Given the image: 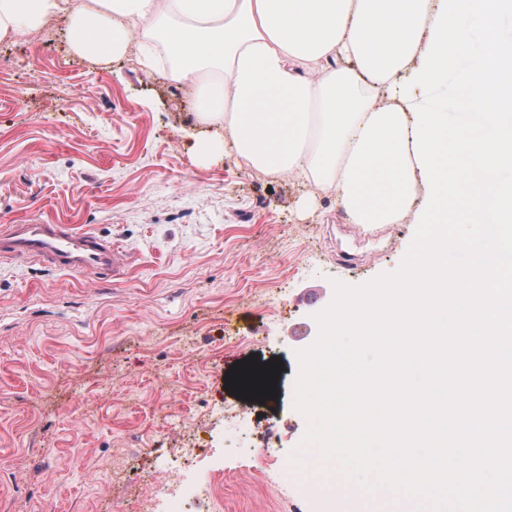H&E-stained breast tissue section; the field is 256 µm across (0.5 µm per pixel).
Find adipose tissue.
<instances>
[{
	"mask_svg": "<svg viewBox=\"0 0 512 512\" xmlns=\"http://www.w3.org/2000/svg\"><path fill=\"white\" fill-rule=\"evenodd\" d=\"M512 0H0V41L63 14L73 51L143 60L190 87L206 133L197 161L231 151L247 168L311 186L300 219L335 195L373 231L416 215L433 223L453 182L438 157L448 127L434 95L469 62L477 106L486 79L512 78L497 21Z\"/></svg>",
	"mask_w": 512,
	"mask_h": 512,
	"instance_id": "1",
	"label": "adipose tissue"
}]
</instances>
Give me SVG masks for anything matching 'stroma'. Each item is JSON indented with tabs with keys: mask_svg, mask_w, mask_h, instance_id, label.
Returning a JSON list of instances; mask_svg holds the SVG:
<instances>
[{
	"mask_svg": "<svg viewBox=\"0 0 512 512\" xmlns=\"http://www.w3.org/2000/svg\"><path fill=\"white\" fill-rule=\"evenodd\" d=\"M138 57H79L60 17L0 42V225L68 224L124 256L78 273L0 255V512H140L176 484L182 512H311L280 463L306 427L296 353L334 281L395 271L415 221L367 233L330 195L300 221L307 186L199 164L188 89ZM253 354L282 360L276 400L228 394Z\"/></svg>",
	"mask_w": 512,
	"mask_h": 512,
	"instance_id": "obj_1",
	"label": "stroma"
}]
</instances>
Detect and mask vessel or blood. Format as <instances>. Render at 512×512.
Listing matches in <instances>:
<instances>
[{
	"mask_svg": "<svg viewBox=\"0 0 512 512\" xmlns=\"http://www.w3.org/2000/svg\"><path fill=\"white\" fill-rule=\"evenodd\" d=\"M36 258L77 271L115 266L111 245L74 231L64 224H4L0 226V255Z\"/></svg>",
	"mask_w": 512,
	"mask_h": 512,
	"instance_id": "1",
	"label": "vessel or blood"
}]
</instances>
